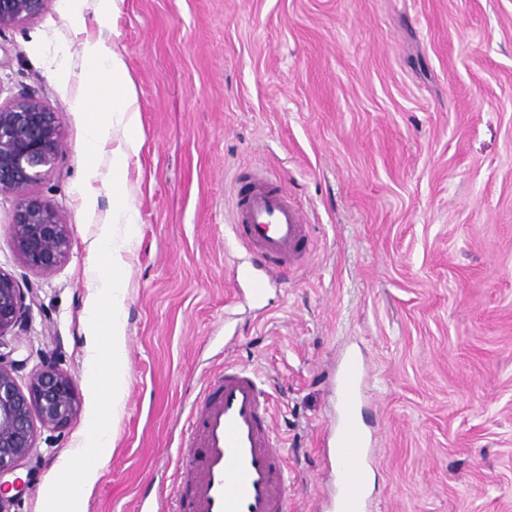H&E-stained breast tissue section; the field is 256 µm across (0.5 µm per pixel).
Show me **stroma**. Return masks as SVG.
<instances>
[{"label": "stroma", "mask_w": 512, "mask_h": 512, "mask_svg": "<svg viewBox=\"0 0 512 512\" xmlns=\"http://www.w3.org/2000/svg\"><path fill=\"white\" fill-rule=\"evenodd\" d=\"M67 0L0 30V93L57 112L63 150L31 195L70 226L53 273L16 252L0 198V269L39 286L17 374L56 356L77 412L41 430L16 512H46L55 464L89 434L87 280L112 199L87 207L91 84ZM122 54L144 145L123 189L140 213L120 275L126 371L86 512H163L186 489L188 408L234 361L266 381L293 512L335 489L320 439L336 374L364 362L375 438L370 512H512V0H124L89 23ZM86 101L75 112L71 102ZM310 226L305 261L257 311L235 294L233 207L257 169Z\"/></svg>", "instance_id": "stroma-1"}]
</instances>
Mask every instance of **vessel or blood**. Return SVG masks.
Returning <instances> with one entry per match:
<instances>
[{
	"label": "vessel or blood",
	"instance_id": "1",
	"mask_svg": "<svg viewBox=\"0 0 512 512\" xmlns=\"http://www.w3.org/2000/svg\"><path fill=\"white\" fill-rule=\"evenodd\" d=\"M235 242L247 258L233 267L236 284H245L253 301H262L272 269L300 267V244L309 234L303 212L270 178L253 177L248 192L236 203L231 226ZM365 366L350 357L336 381V420L323 446L339 457L336 490L324 498L321 512H368L360 484L370 463L371 440L358 415ZM195 426L182 447L199 449L186 462L189 498L173 502L172 512H287L291 483L282 465V442L271 424L268 393L249 366L228 363L215 384V395L203 405L191 404Z\"/></svg>",
	"mask_w": 512,
	"mask_h": 512
}]
</instances>
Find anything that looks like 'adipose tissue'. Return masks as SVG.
Masks as SVG:
<instances>
[{
  "label": "adipose tissue",
  "mask_w": 512,
  "mask_h": 512,
  "mask_svg": "<svg viewBox=\"0 0 512 512\" xmlns=\"http://www.w3.org/2000/svg\"><path fill=\"white\" fill-rule=\"evenodd\" d=\"M86 3L87 0H70L75 27L85 35L83 56L94 65L89 79L96 83L103 76H111L115 89L111 96L102 99L100 112L87 132L91 155L109 153L112 171L102 174L97 163H89L83 188L86 199L92 202L102 195L111 196L112 216L101 233V250L107 266L89 281L85 309L84 375L94 387L98 404L90 415L91 435L85 444L58 458L59 479L49 492V512H85V496L108 460L112 446L109 416L123 399L126 368L125 289L120 270L140 222L131 199L121 191L129 166L138 161L144 144L137 94L121 54L102 37L87 35Z\"/></svg>",
  "instance_id": "adipose-tissue-1"
}]
</instances>
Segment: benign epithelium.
Here are the masks:
<instances>
[{"instance_id": "obj_1", "label": "benign epithelium", "mask_w": 512, "mask_h": 512, "mask_svg": "<svg viewBox=\"0 0 512 512\" xmlns=\"http://www.w3.org/2000/svg\"><path fill=\"white\" fill-rule=\"evenodd\" d=\"M50 0H0V30L42 12ZM62 150L57 113L35 95L0 102V196H11V233L26 265L51 274L70 249L69 224L52 205L29 196V189L54 169ZM38 298L32 285H21L0 270V512L11 507L25 483L3 477L23 466L35 447L38 428L56 430L77 411L74 380L50 358L31 370L27 390L14 376L18 363L5 337L28 329V312ZM16 494H10L11 490Z\"/></svg>"}]
</instances>
